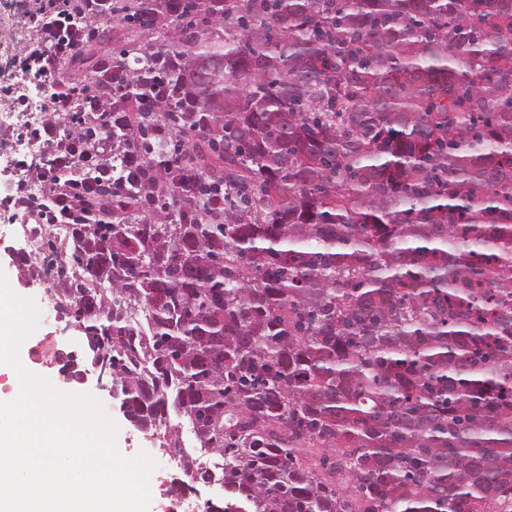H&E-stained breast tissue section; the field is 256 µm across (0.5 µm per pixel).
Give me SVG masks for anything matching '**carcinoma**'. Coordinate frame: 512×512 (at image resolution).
<instances>
[{"label":"carcinoma","mask_w":512,"mask_h":512,"mask_svg":"<svg viewBox=\"0 0 512 512\" xmlns=\"http://www.w3.org/2000/svg\"><path fill=\"white\" fill-rule=\"evenodd\" d=\"M112 13L63 115L112 180L25 275L131 424L223 460L202 512H512V0Z\"/></svg>","instance_id":"1"}]
</instances>
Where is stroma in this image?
<instances>
[{"label":"stroma","mask_w":512,"mask_h":512,"mask_svg":"<svg viewBox=\"0 0 512 512\" xmlns=\"http://www.w3.org/2000/svg\"><path fill=\"white\" fill-rule=\"evenodd\" d=\"M37 40L36 31L22 18L17 0H0V89L8 90L10 97L20 96L21 85L30 81L29 76L19 70L17 59L26 55ZM22 221L20 213L0 205V272L6 275L15 293L34 298L41 310L37 329L21 346L20 359L28 370L50 379L60 390L91 392L104 403L109 415L119 425L117 446L121 454L133 457L144 451L158 462L159 467L150 479L149 512H167L171 481L177 476L175 454L157 448L151 436L127 421L120 410L119 400L98 389L95 377L78 382L61 371L58 362L39 358L33 353L34 347L46 339L53 341L56 350L65 352L80 351L83 341L74 330L64 329L62 323L55 320L54 304L48 299L43 284L19 276L17 257L25 244L13 234L12 227Z\"/></svg>","instance_id":"35a3bbf8"}]
</instances>
